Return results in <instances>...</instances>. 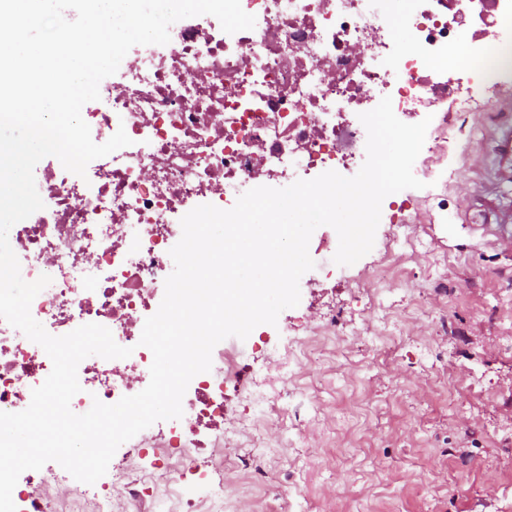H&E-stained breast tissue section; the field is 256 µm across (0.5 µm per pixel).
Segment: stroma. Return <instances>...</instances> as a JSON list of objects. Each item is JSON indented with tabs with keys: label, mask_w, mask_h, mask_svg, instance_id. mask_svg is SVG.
Listing matches in <instances>:
<instances>
[{
	"label": "stroma",
	"mask_w": 512,
	"mask_h": 512,
	"mask_svg": "<svg viewBox=\"0 0 512 512\" xmlns=\"http://www.w3.org/2000/svg\"><path fill=\"white\" fill-rule=\"evenodd\" d=\"M442 184L406 189L413 253L386 310L358 295L375 248L299 282L279 323H336L342 362L282 387L285 420L233 436L217 476L243 512H512V92L452 112ZM258 478L241 485L240 465Z\"/></svg>",
	"instance_id": "1"
}]
</instances>
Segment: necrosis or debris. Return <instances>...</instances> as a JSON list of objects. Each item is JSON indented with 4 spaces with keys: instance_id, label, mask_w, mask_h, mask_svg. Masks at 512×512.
<instances>
[{
    "instance_id": "obj_1",
    "label": "necrosis or debris",
    "mask_w": 512,
    "mask_h": 512,
    "mask_svg": "<svg viewBox=\"0 0 512 512\" xmlns=\"http://www.w3.org/2000/svg\"><path fill=\"white\" fill-rule=\"evenodd\" d=\"M256 18L253 30L228 34L210 15L171 25L165 45L135 46L117 81L101 83L100 98L82 117L95 143L125 129L129 146L91 161L85 176L56 157L41 170L45 204L13 225L9 243L25 281L51 278L31 304L32 316L54 336L96 323L131 348L125 359L85 358L81 390L70 403L78 414L93 400L106 404L134 395L128 373L149 369L141 346L146 319L164 296L180 240L181 218L211 204L227 210L240 186L275 187L321 173L361 168L367 132L359 120L382 97L395 115L439 113L423 148L439 149L446 112L468 111L482 90L512 83V44L492 66L475 67L460 81L450 62L481 37L487 0H241ZM328 333L309 327L278 363L276 382L249 376L246 351L217 344L212 368L196 375L182 400L181 418L159 425V445L123 443L112 458V481L130 503H165L167 512H240L223 484L204 496L185 495L188 477L207 473V425L223 419L228 399L262 414L275 410L277 382L291 364L315 360ZM52 363L38 344L0 320V411L20 412L47 378ZM143 480L129 481L131 469ZM59 490L67 512H112V496L68 472L28 471L12 499L18 512H54L41 497Z\"/></svg>"
}]
</instances>
